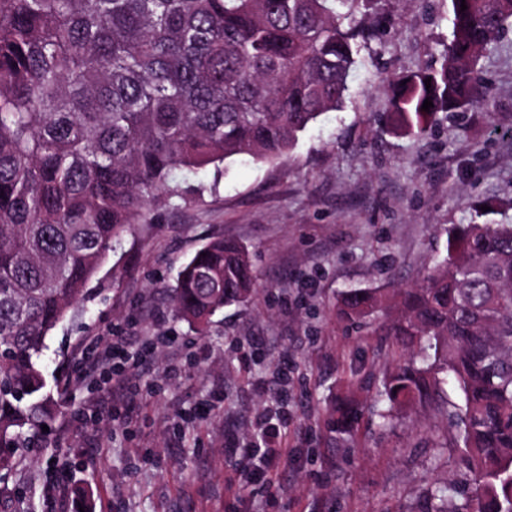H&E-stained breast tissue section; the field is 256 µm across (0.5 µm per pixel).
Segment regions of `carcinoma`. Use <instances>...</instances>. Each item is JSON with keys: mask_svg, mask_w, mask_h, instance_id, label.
<instances>
[{"mask_svg": "<svg viewBox=\"0 0 512 512\" xmlns=\"http://www.w3.org/2000/svg\"><path fill=\"white\" fill-rule=\"evenodd\" d=\"M353 2L0 0L1 474L48 445L47 339L170 174L276 161L342 103L357 42L373 36L336 9ZM451 8L440 69L390 80L393 111L420 135L470 101L478 58L512 25V0ZM255 286L246 249L217 237L169 297L203 335ZM339 316L380 320L415 348L384 382L390 408L437 404L441 373L462 392L463 477L428 490L426 512H512V223L456 225L421 284L346 290Z\"/></svg>", "mask_w": 512, "mask_h": 512, "instance_id": "1", "label": "carcinoma"}]
</instances>
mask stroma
<instances>
[{"label":"stroma","mask_w":512,"mask_h":512,"mask_svg":"<svg viewBox=\"0 0 512 512\" xmlns=\"http://www.w3.org/2000/svg\"><path fill=\"white\" fill-rule=\"evenodd\" d=\"M355 15L374 36L342 108L282 160L236 158L219 178L210 166L176 172L177 194L124 233L53 330L41 362L57 445L0 481V512H418L457 472L447 410L380 418L383 382L407 353L378 325L340 319L337 303L349 288L419 284L453 225L512 221V28L478 62L487 109L439 113L422 136L396 126L389 79L439 68L450 0H357ZM217 236L247 248L258 287L199 336L167 287ZM115 336L133 352L157 339L121 416L82 375L86 349ZM262 410L292 453L271 489L245 484L225 450L250 445Z\"/></svg>","instance_id":"stroma-1"}]
</instances>
